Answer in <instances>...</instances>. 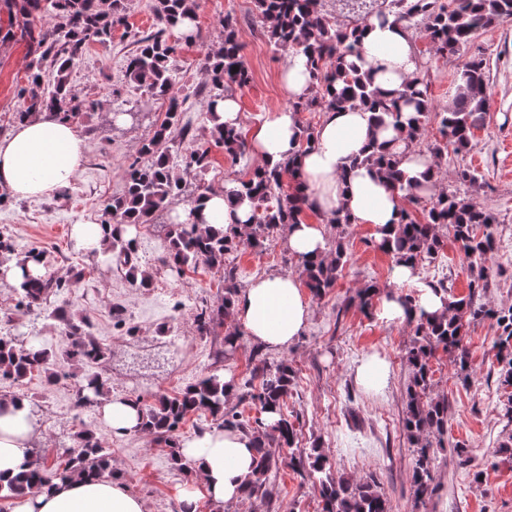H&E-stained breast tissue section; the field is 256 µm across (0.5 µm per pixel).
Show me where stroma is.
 Here are the masks:
<instances>
[{
    "instance_id": "stroma-1",
    "label": "stroma",
    "mask_w": 512,
    "mask_h": 512,
    "mask_svg": "<svg viewBox=\"0 0 512 512\" xmlns=\"http://www.w3.org/2000/svg\"><path fill=\"white\" fill-rule=\"evenodd\" d=\"M152 5L153 0H121L111 43L91 45L70 73L72 88L97 102L76 122L89 152L74 180L48 198L0 196V237L12 243L14 257L31 250L43 252L50 277L63 285L68 314L88 318L93 340L108 354L105 368L112 393L140 395L150 402L158 395L176 394L216 370L231 372L240 385L259 360L285 359L295 372L287 406L298 446L305 450L320 444L333 477L375 476L391 512H512V459L498 452L512 434V422L502 411L506 394L498 383L493 346L497 327L489 319L468 330L467 376L458 375L445 353H437L433 361V390L448 399V432L444 446L434 450L433 497L424 502L415 497L413 448L401 430L410 378L405 352L413 330L410 324L380 318L377 311H363L354 300L364 284L383 290L391 279V259L373 246L371 226L328 229V242L342 241L349 261L334 288L312 298V316L285 352L260 349L246 337L236 351L228 352L224 327L197 333L193 323L197 308L217 305L224 282L220 271L205 265L181 272L160 267L157 258L166 245L168 215L139 229V263L154 274L150 288L135 287L120 269L104 273L96 256L76 249L72 225L101 222L104 206L121 195L143 140L165 118L163 102L147 96L126 73L138 39L158 28ZM227 15L237 22L238 40L252 74L247 86L232 92L240 106L242 133H250L265 112L292 104L280 85L288 55L273 49L253 0H199V36L181 41L172 65L179 74L177 94L190 105L184 117L193 138L210 150V165L197 178L207 187L247 173L215 146L209 124L198 110L207 92L201 62L223 42L222 20ZM475 57L482 60L489 85L485 120L474 131L471 150L449 154L442 186L461 188L496 217L500 248L489 261L495 277L483 301L508 307L512 306V18L480 32L459 55L437 62L430 86L435 104L452 101L465 62ZM28 61L25 42L0 41L2 134L13 130V116L23 107L17 90L27 84ZM131 108L139 110L138 121L117 120V113ZM463 169L477 172L478 183L460 186L457 173ZM443 240L437 259L418 268L417 275L423 281L445 283L454 294L468 295V263L451 235ZM225 263L235 267L237 284L243 288L257 275L297 274L300 261L278 237L264 250L226 255ZM77 272L83 280L74 288L70 282ZM4 334L44 338L61 357L57 366L61 378L51 386L36 379L17 383L0 378V396L27 394L44 428L32 443L34 457L55 459L57 451L72 446L77 432L93 431L106 438L112 451L113 478L140 495L147 512H179L177 490L189 477L173 463L168 447L145 434L112 435L97 410L73 409L67 376L75 367L62 358L67 348L62 324L45 319L39 310H25L14 288L0 284V336ZM373 353L387 364V379L380 387L357 376L362 358ZM457 442L463 444L464 453L455 452ZM478 471L483 474L479 480L474 477ZM198 512H321V499L307 472L286 458L279 465L270 499L246 495L219 511L203 500Z\"/></svg>"
}]
</instances>
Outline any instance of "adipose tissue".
<instances>
[{
    "mask_svg": "<svg viewBox=\"0 0 512 512\" xmlns=\"http://www.w3.org/2000/svg\"><path fill=\"white\" fill-rule=\"evenodd\" d=\"M414 35L398 25L370 20L360 33L367 63L377 67V82L384 89L396 87L416 71ZM370 112L327 111L315 131L310 149L300 144V120L296 112L278 108L267 112L250 135L252 154L261 164H276L291 157L300 163L302 191L313 221L290 225L286 243L291 253L308 258L327 255L326 225L336 213L349 214L353 223L379 228L400 220L404 200L393 193L376 169L355 165L369 151ZM377 141L402 157L408 177L425 185L429 193L440 187L430 179L431 161L407 149L400 131L382 130ZM88 143L74 123L51 111L19 122L0 139V190L18 197H42L70 184L81 170ZM253 214L250 200L232 204L223 187L207 190L193 206H178L173 219H192L208 225L243 227ZM415 283L418 311L429 316L444 309L443 295L434 284L418 281L411 265H395L391 290L380 304L388 321H403L405 308L397 289ZM312 310L300 283L292 275H260L243 288L234 303V316L253 344L268 351H282L294 344L305 329ZM101 419L117 435H133L139 428V412L120 396L103 397ZM37 420L26 397L13 393L0 397V483L9 484L28 471V450L40 436ZM258 438L238 429H210L179 445L181 456L193 467V477L180 491V512H197L200 499L214 507L242 496L245 480L257 456ZM13 512H146L144 499L111 475L54 480L51 487L35 489L16 499Z\"/></svg>",
    "mask_w": 512,
    "mask_h": 512,
    "instance_id": "ef3b65f1",
    "label": "adipose tissue"
}]
</instances>
